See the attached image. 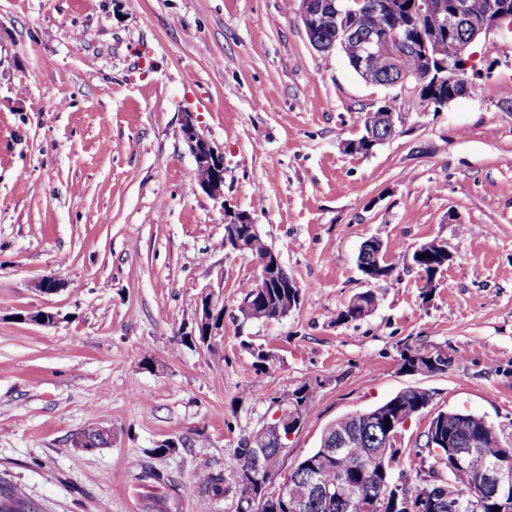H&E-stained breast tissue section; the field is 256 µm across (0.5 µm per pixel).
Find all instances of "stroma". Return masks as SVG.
<instances>
[{
	"mask_svg": "<svg viewBox=\"0 0 512 512\" xmlns=\"http://www.w3.org/2000/svg\"><path fill=\"white\" fill-rule=\"evenodd\" d=\"M466 54L472 87L437 112L318 52L287 0H0V502L144 512L149 468L172 512H237L241 438L304 385L288 468L337 418L410 387L432 402L403 432L404 477L441 410L512 446V32ZM386 102L402 134L347 152ZM188 112L224 151L223 203L197 183ZM228 209L299 286L287 316L243 319L257 265L225 249ZM372 237L391 280L358 269ZM434 240L451 260L427 288L411 253ZM369 288L376 310L340 321ZM208 289L224 333L203 348L189 334ZM41 311L55 323L32 322ZM409 349L451 362L410 373ZM91 426L111 445L73 447ZM202 471L223 473V495L189 491Z\"/></svg>",
	"mask_w": 512,
	"mask_h": 512,
	"instance_id": "stroma-1",
	"label": "stroma"
}]
</instances>
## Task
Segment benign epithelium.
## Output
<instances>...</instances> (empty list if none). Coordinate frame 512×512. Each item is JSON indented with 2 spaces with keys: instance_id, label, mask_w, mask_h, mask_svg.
I'll use <instances>...</instances> for the list:
<instances>
[{
  "instance_id": "7a95c632",
  "label": "benign epithelium",
  "mask_w": 512,
  "mask_h": 512,
  "mask_svg": "<svg viewBox=\"0 0 512 512\" xmlns=\"http://www.w3.org/2000/svg\"><path fill=\"white\" fill-rule=\"evenodd\" d=\"M299 16L310 37L312 45L319 51L335 50L338 44L345 42L351 32L348 22L368 14L369 0H298ZM413 11L423 16L439 13L445 16V23L456 28L463 22L466 34L460 41H450L435 33L422 38L420 44H413L406 32H395L385 36L377 29L360 34L362 53L354 62L353 69L365 75L377 57L395 60L408 50L419 55L425 63L423 74L389 72L386 86H410L416 91L421 84H430L432 91L425 106L439 111L450 102L465 95L471 88L472 80L468 72V59L464 57L466 48L479 36L487 34L505 25L512 28V0H490L486 11L478 16H463L464 5L448 7L446 0H417ZM334 13L341 19L342 32L332 40H327L318 30L317 20L322 13ZM402 113L395 109L380 106L368 112L362 136L345 143V149L351 153L362 151L360 144L369 148L381 145L400 135ZM181 137L194 158L195 167L207 171L204 180L198 182L201 189L217 202H224V151L204 137L197 129L193 114L184 115L181 123ZM258 234L257 225L250 214L243 211L224 209V247L233 251L249 252L252 249L253 236ZM258 274L256 284L265 287L269 276L283 269L280 254L270 249L256 258ZM194 324L203 343L210 344L216 336L224 335V299L209 292L201 296ZM399 401H394L384 409L353 414L358 420L362 432L345 434L339 431L324 433L322 452L335 457L348 453L363 460L379 464L380 473L388 477L384 496L377 497L366 504L370 512H379L386 508L388 512H445L447 498L440 492L439 483L446 480L445 475L431 468L421 476L420 484L425 486L418 505H413L408 492L409 484L396 474L402 456V431L408 419L397 411ZM301 407L296 403L281 410L276 421L266 426L272 446L280 455H288V439L301 427ZM387 419L390 424L379 425V420ZM486 420L475 416H462L452 428L447 440L438 436L429 440L428 447L442 453L448 449L453 465L464 459L481 456L487 464L475 471L477 483L481 486L484 498L469 504V512H482L487 502L495 503L497 512H512V474L493 463L497 455L498 442L493 431L485 432ZM260 453L237 469V481L242 488L240 500L248 504V512H265L269 500L280 502L283 508L288 503L310 506L323 497H334L350 502L359 496L356 486L341 481L335 488L323 484L320 478L311 473L300 480L290 473L282 475L275 490H270V481L259 477Z\"/></svg>"
}]
</instances>
